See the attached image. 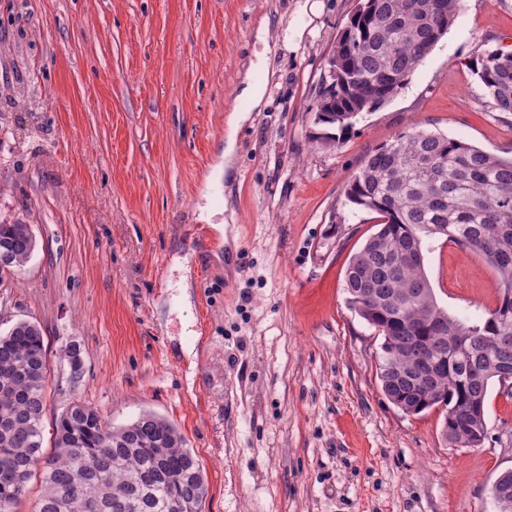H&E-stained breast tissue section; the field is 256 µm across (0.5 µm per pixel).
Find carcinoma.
I'll use <instances>...</instances> for the list:
<instances>
[{"label": "carcinoma", "mask_w": 512, "mask_h": 512, "mask_svg": "<svg viewBox=\"0 0 512 512\" xmlns=\"http://www.w3.org/2000/svg\"><path fill=\"white\" fill-rule=\"evenodd\" d=\"M459 0H360L329 57L316 103L317 123L333 146L364 115L408 83L451 28ZM492 110L512 112V52L488 50L472 63ZM346 197L380 217L350 259V308L382 336L379 380L402 412L442 410V435L454 447L480 446L491 386L512 370V158L462 139L414 128L376 147L347 184ZM443 237L484 259L499 279L495 308L466 323L440 306L425 270V240ZM36 247L29 225L0 223V274ZM432 354L437 377L420 381ZM48 385L41 328L28 320L0 333V512H13L41 472L34 512H203L204 467L178 428L146 411L111 426L94 407L68 403L45 456ZM512 512V471L490 489Z\"/></svg>", "instance_id": "obj_1"}]
</instances>
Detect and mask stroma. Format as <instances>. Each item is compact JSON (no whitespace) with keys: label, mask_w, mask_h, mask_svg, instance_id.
<instances>
[{"label":"stroma","mask_w":512,"mask_h":512,"mask_svg":"<svg viewBox=\"0 0 512 512\" xmlns=\"http://www.w3.org/2000/svg\"><path fill=\"white\" fill-rule=\"evenodd\" d=\"M357 4L0 0V222L36 239L0 276V332L42 329L45 435L73 400L115 427L163 416L203 464L204 512H497L512 396L491 387L477 448L445 441L440 410L388 400L382 339L344 290L377 219L345 188L414 127L512 156V114L491 111L471 70L484 50L512 51V0H460L408 85L328 147L316 101ZM250 80L256 107L241 96ZM235 110L247 118L233 132ZM426 245L449 315L495 307L483 260Z\"/></svg>","instance_id":"stroma-1"}]
</instances>
